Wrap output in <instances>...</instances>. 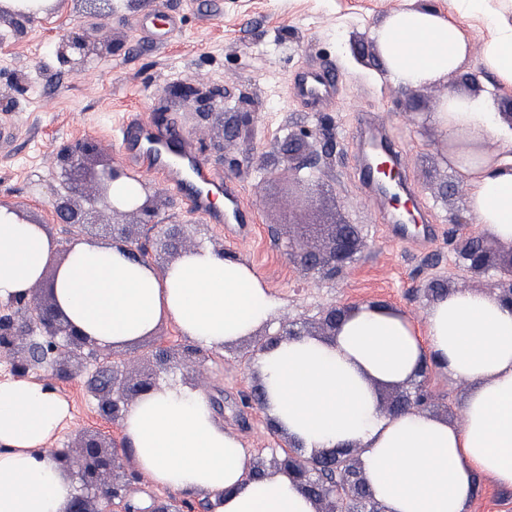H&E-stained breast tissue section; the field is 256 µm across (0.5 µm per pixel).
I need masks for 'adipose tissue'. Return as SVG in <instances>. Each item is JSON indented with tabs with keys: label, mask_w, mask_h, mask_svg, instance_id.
<instances>
[{
	"label": "adipose tissue",
	"mask_w": 512,
	"mask_h": 512,
	"mask_svg": "<svg viewBox=\"0 0 512 512\" xmlns=\"http://www.w3.org/2000/svg\"><path fill=\"white\" fill-rule=\"evenodd\" d=\"M488 0H448L447 11L424 5L393 12L370 32L388 79L419 86L456 71L470 45L456 17L489 13ZM512 83V23L497 21L482 58ZM490 94L447 97L432 120L448 133L451 160L467 186L476 223L512 242V153L489 161L487 138L512 146V127L497 117ZM57 242L46 225L21 224L0 207V302L19 297L54 261ZM59 305L94 345L128 346L164 321L208 349L251 336L278 303L257 271L240 258L202 247L156 270L126 247L74 245L56 280ZM431 365L467 386L464 422L425 412L396 416L379 407V384L414 379ZM264 409L306 449L352 443L372 496L387 512H466L476 480L512 488V307L497 296L457 290L438 297L423 323L409 314L358 304L335 341L283 339L256 361ZM68 416L44 385L0 380V512H64L75 485L47 451ZM122 443L138 470L158 487L203 496L216 512H315L288 476L250 478L241 441L216 424L197 389L162 383L131 402Z\"/></svg>",
	"instance_id": "adipose-tissue-1"
}]
</instances>
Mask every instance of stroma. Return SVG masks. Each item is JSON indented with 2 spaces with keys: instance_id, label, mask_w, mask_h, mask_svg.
Segmentation results:
<instances>
[{
  "instance_id": "obj_1",
  "label": "stroma",
  "mask_w": 512,
  "mask_h": 512,
  "mask_svg": "<svg viewBox=\"0 0 512 512\" xmlns=\"http://www.w3.org/2000/svg\"><path fill=\"white\" fill-rule=\"evenodd\" d=\"M422 2L142 0L137 8L105 16L83 11L78 0H55L53 14L33 22L16 21L17 36L0 41V117L17 128L12 148L0 153V203L23 209L47 224L56 238H63L48 203L30 194V182L47 174L62 146L79 139L93 141L103 158L125 164L116 139L118 122L140 117L175 125L193 137L216 174L241 187L253 215L246 241H233L223 225L192 212L170 188L159 204V219L166 224L199 225L205 244L222 246L252 265L280 302L277 318H311L333 302L384 301L420 322L432 303L424 292L430 280H445L452 290L491 292L494 278L463 271L448 241L452 219L465 198L444 196L441 189L462 177L448 162L445 132L428 115L448 94L479 97L494 86L500 96L512 97V86H498L495 75L484 69L483 49L495 28L483 15L469 14L460 21L472 50L459 70L402 94L387 78L368 34L392 12ZM147 13L175 18L178 30L142 37L136 23ZM73 30L111 40V54L87 72L61 68L51 54L52 45ZM323 63L335 67L339 81L335 103L323 112L332 121L326 135L336 153L326 175L332 193L322 207L363 225L368 236L354 267L333 281L303 275L283 252L288 234L282 223L288 206L287 171L261 185L250 169L251 162L285 135L289 124L314 123L313 113L293 97L291 88L300 69ZM466 73L476 74V83L461 82ZM191 84L212 92L213 118L202 120L192 102L171 97L174 87ZM228 94L244 98L258 111L254 128L242 129L233 141L225 140L217 117ZM362 112L383 114L393 129L403 152V178L432 218L431 224L416 225L409 241L388 236L383 216L396 213L397 206L377 199L359 177L355 158ZM250 344L246 338L209 350L194 386L221 401L218 418L240 436L252 457L267 460L283 438L267 429L262 409L248 399L254 379L241 357ZM89 380L82 370L57 384L55 392L69 404L70 417L53 447H62L86 430L120 438L119 425L100 415L87 389ZM427 386L434 398L431 414L461 424L466 384L435 370Z\"/></svg>"
}]
</instances>
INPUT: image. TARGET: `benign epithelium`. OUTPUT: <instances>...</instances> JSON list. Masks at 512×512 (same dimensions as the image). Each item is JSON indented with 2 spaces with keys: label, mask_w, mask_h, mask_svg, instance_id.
<instances>
[{
  "label": "benign epithelium",
  "mask_w": 512,
  "mask_h": 512,
  "mask_svg": "<svg viewBox=\"0 0 512 512\" xmlns=\"http://www.w3.org/2000/svg\"><path fill=\"white\" fill-rule=\"evenodd\" d=\"M49 0H34L20 4L9 0L0 5L3 15L35 21L49 10ZM111 51L108 44H96L78 32L61 37L53 47L57 61L76 72L92 68L95 60ZM172 93L182 99H195L202 116L208 97L199 88L179 86ZM224 136L234 138L244 127L255 122V114L248 111L221 112ZM95 145L78 140L63 148L59 174L49 183V202L58 224H75L77 230L59 243L58 259L51 265V277L41 276L28 289V298L0 304V356L6 358L15 375L26 377L30 372L43 369L59 380L73 377V367L88 365L95 359V372L109 375L104 386L91 385L90 392L97 401L100 412L120 422L128 404L153 391L158 383V373L178 370L195 375L206 360L199 347L174 348L159 344L151 351L158 369L146 374L136 373L133 364L137 358H123L113 353H102L94 348L75 330L59 309L55 297V281L59 266L64 263L78 242H93L92 228H99L104 236L127 247L133 256L138 237L127 231L129 224L117 223L118 216L138 219L136 226L153 223L157 229L155 250L151 261L167 257L171 263L184 253L202 246V242L186 243L185 225L157 224L159 217L157 199L161 192L154 185H141V192L134 198H112V183L123 178L125 170L110 160H96ZM329 149L321 146L320 129L308 125L288 131V136L275 144L270 151L255 162L259 172L258 182L264 183L277 170L288 171V192L300 203V213L288 209V225H297L302 231L288 236L284 253L303 274L318 278L334 279L347 273L366 247L367 239L362 225L352 224L336 215L324 217L316 213L317 205L328 193V184L320 169L326 165ZM379 181L387 187L401 181L399 166L394 160L376 165ZM315 229L328 239L329 246L318 249L305 244L306 232ZM455 252L462 262V269L474 274L494 273L503 303L512 306V248L505 253H494L480 234H465L455 239ZM357 303H332L323 306L316 314L319 330L299 327L300 321L279 322L275 328L265 327L262 339L254 346L251 359L277 345L287 336H315L331 341L342 324L356 308ZM420 380L410 384L391 385L390 400L382 410L388 415H399L408 410H426L431 403L426 389L428 369L419 373ZM362 448L345 445L306 452L293 439L271 449L269 462L253 463L252 474L259 475L271 468L287 475L314 502L316 512H386L382 503L375 500L367 488L359 456ZM56 459L65 472L77 483L76 493L65 512H183L184 500L174 496H156L147 507H133L128 503L129 487L137 482L138 471L126 465L125 452L112 441L93 432H83L77 441L55 450Z\"/></svg>",
  "instance_id": "1"
}]
</instances>
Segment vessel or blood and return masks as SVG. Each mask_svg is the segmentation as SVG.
I'll use <instances>...</instances> for the list:
<instances>
[{
    "label": "vessel or blood",
    "mask_w": 512,
    "mask_h": 512,
    "mask_svg": "<svg viewBox=\"0 0 512 512\" xmlns=\"http://www.w3.org/2000/svg\"><path fill=\"white\" fill-rule=\"evenodd\" d=\"M336 90L334 72L321 66L301 72L293 85L296 97L310 112L320 111L333 102ZM360 126L369 133V151L390 148L389 129L381 116L364 115ZM118 140L136 174L163 175L189 201L194 213L204 216L210 223L233 225L239 232H247L252 216L241 201L237 184L216 177L200 158L194 143L175 127L131 119L121 128ZM219 197L224 200L220 209L214 205Z\"/></svg>",
    "instance_id": "1"
}]
</instances>
